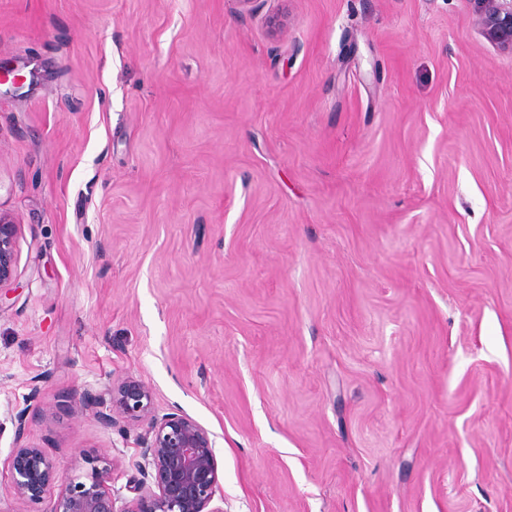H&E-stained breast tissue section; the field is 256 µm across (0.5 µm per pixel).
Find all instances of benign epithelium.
Listing matches in <instances>:
<instances>
[{"mask_svg":"<svg viewBox=\"0 0 512 512\" xmlns=\"http://www.w3.org/2000/svg\"><path fill=\"white\" fill-rule=\"evenodd\" d=\"M481 35L512 54V0H467ZM22 225L0 210V290L12 285L19 257ZM77 410L103 428L127 422L146 423L131 461L138 477L132 497L114 490L113 460L87 458L90 471L65 475L43 449L22 443L27 425L23 408L13 414L15 436L8 457L10 488L19 502L40 501L56 482L64 481L46 512H224L214 441L210 432L178 408L155 413L150 386L134 376L119 377L99 390L85 391Z\"/></svg>","mask_w":512,"mask_h":512,"instance_id":"benign-epithelium-1","label":"benign epithelium"}]
</instances>
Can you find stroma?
<instances>
[{"instance_id":"stroma-1","label":"stroma","mask_w":512,"mask_h":512,"mask_svg":"<svg viewBox=\"0 0 512 512\" xmlns=\"http://www.w3.org/2000/svg\"><path fill=\"white\" fill-rule=\"evenodd\" d=\"M0 63V512L46 508L15 407L127 495L143 424L74 404L127 375L224 512H512V55L467 0H0ZM22 224L0 209V298L1 290L12 285L19 257Z\"/></svg>"}]
</instances>
